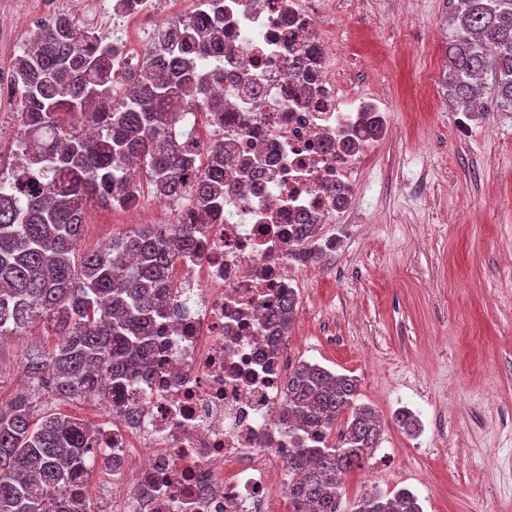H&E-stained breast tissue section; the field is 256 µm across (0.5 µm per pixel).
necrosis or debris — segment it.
Segmentation results:
<instances>
[{"label": "necrosis or debris", "instance_id": "4bbe7bcc", "mask_svg": "<svg viewBox=\"0 0 512 512\" xmlns=\"http://www.w3.org/2000/svg\"><path fill=\"white\" fill-rule=\"evenodd\" d=\"M171 0H145L111 23L126 61L146 58L135 25L161 28ZM334 0H224L222 121L198 138L232 144L224 207L172 277L177 307L157 325L151 367L132 386L135 423L94 426L98 480H125L99 512H274L288 494L279 421L287 337H273L280 296L299 287L288 251L297 217L332 224L333 188L363 164L369 93H341L344 58L323 24Z\"/></svg>", "mask_w": 512, "mask_h": 512}]
</instances>
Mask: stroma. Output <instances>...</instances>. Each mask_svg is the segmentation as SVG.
I'll list each match as a JSON object with an SVG mask.
<instances>
[{"label":"stroma","instance_id":"35a3bbf8","mask_svg":"<svg viewBox=\"0 0 512 512\" xmlns=\"http://www.w3.org/2000/svg\"><path fill=\"white\" fill-rule=\"evenodd\" d=\"M0 17V74L35 37L19 0ZM451 0H336L332 33L355 82L381 87L386 118L370 143L354 221L324 226L336 249L302 264L289 366L356 378L383 435L344 481L343 512L369 488L416 493L423 512H512V112H465L442 88ZM164 213L91 203L94 247ZM53 344L34 325L0 344V402L23 361ZM413 432L394 421L400 409Z\"/></svg>","mask_w":512,"mask_h":512}]
</instances>
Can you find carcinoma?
<instances>
[{
  "label": "carcinoma",
  "mask_w": 512,
  "mask_h": 512,
  "mask_svg": "<svg viewBox=\"0 0 512 512\" xmlns=\"http://www.w3.org/2000/svg\"><path fill=\"white\" fill-rule=\"evenodd\" d=\"M223 0H200L159 34L160 58L122 92L112 44L67 18L19 48L12 89L18 135L0 152V339L42 323L57 337L52 353L24 363L26 387L0 406V512H92L70 495L90 474L92 426L52 402L92 399L133 418L128 379L143 373L156 326L174 306L171 278L199 239L206 217L224 205V142L180 131L182 106L220 119L224 98ZM449 100L484 94L512 112V0H453L448 19ZM136 167L156 197L189 206L163 227L148 224L81 249L91 200L130 207ZM294 241H313L297 218ZM297 298L283 295L274 329L288 335ZM357 380L310 363L284 385L281 424L288 434V501L293 512H339L344 478L377 447L381 425L355 403ZM345 418L343 438L329 437ZM353 512H422L408 489L361 497Z\"/></svg>",
  "instance_id": "obj_1"
}]
</instances>
